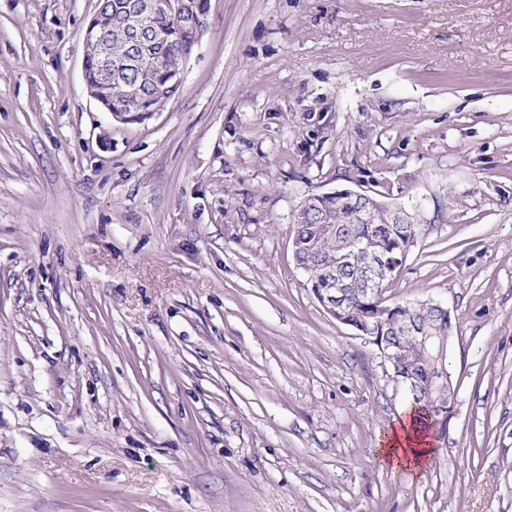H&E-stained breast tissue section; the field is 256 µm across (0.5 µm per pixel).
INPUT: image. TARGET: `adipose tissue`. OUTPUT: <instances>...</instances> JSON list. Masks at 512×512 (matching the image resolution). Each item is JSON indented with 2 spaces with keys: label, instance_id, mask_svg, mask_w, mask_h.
<instances>
[{
  "label": "adipose tissue",
  "instance_id": "adipose-tissue-1",
  "mask_svg": "<svg viewBox=\"0 0 512 512\" xmlns=\"http://www.w3.org/2000/svg\"><path fill=\"white\" fill-rule=\"evenodd\" d=\"M431 446V440L416 426L414 416L404 411L380 439L379 462L383 467L415 478L427 470L432 459Z\"/></svg>",
  "mask_w": 512,
  "mask_h": 512
}]
</instances>
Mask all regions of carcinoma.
<instances>
[{"label": "carcinoma", "instance_id": "1", "mask_svg": "<svg viewBox=\"0 0 512 512\" xmlns=\"http://www.w3.org/2000/svg\"><path fill=\"white\" fill-rule=\"evenodd\" d=\"M130 0H100L98 8L112 13V21L122 19ZM191 10L180 0H160L151 33L143 42V57L132 60L134 46L120 28L106 32L112 55V92L109 99L114 112L134 108L150 109L157 91L165 89L174 97L181 84L169 73L182 69L195 48L190 26ZM293 258L297 269L311 276L314 295L336 283L343 289L336 321L358 333H367L370 343L381 352H399L391 363L395 376L411 386L406 408L420 418L421 425L447 438L448 419L436 413L448 403V390L434 385L436 374L448 370V354H436L421 343L423 333L448 335V309L433 301H394L391 313L377 315L375 299L365 293L362 273L372 260L376 263L378 289L385 288L403 258L414 246L418 225L404 207H371L353 198L319 194L301 204L296 214Z\"/></svg>", "mask_w": 512, "mask_h": 512}]
</instances>
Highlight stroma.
Returning a JSON list of instances; mask_svg holds the SVG:
<instances>
[{
	"label": "stroma",
	"mask_w": 512,
	"mask_h": 512,
	"mask_svg": "<svg viewBox=\"0 0 512 512\" xmlns=\"http://www.w3.org/2000/svg\"><path fill=\"white\" fill-rule=\"evenodd\" d=\"M98 0H0V512H512V0H210L121 123ZM413 211L389 301L456 320L448 437L292 255L308 196Z\"/></svg>",
	"instance_id": "stroma-1"
}]
</instances>
